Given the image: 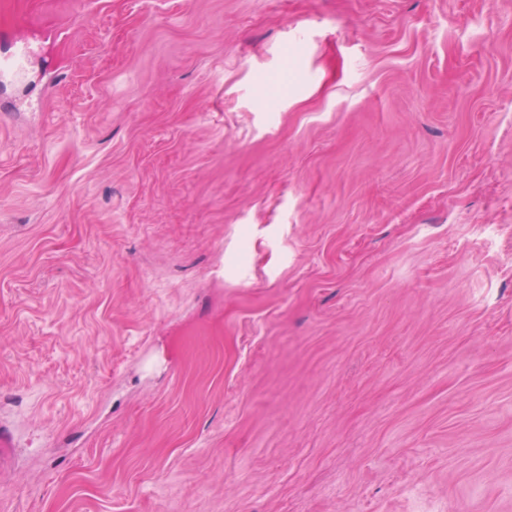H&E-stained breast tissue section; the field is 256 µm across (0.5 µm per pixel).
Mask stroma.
<instances>
[{
  "instance_id": "1",
  "label": "stroma",
  "mask_w": 512,
  "mask_h": 512,
  "mask_svg": "<svg viewBox=\"0 0 512 512\" xmlns=\"http://www.w3.org/2000/svg\"><path fill=\"white\" fill-rule=\"evenodd\" d=\"M0 512H512V0H0Z\"/></svg>"
}]
</instances>
